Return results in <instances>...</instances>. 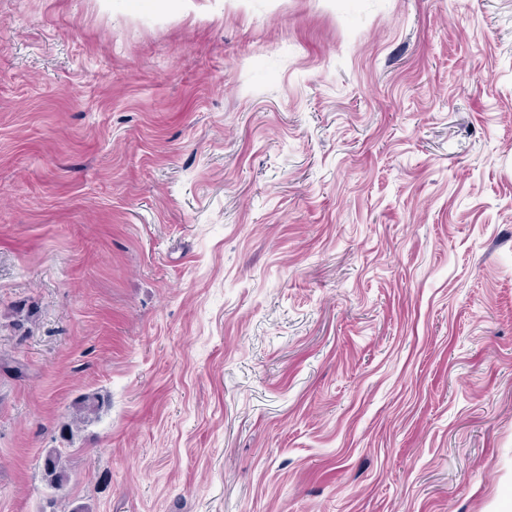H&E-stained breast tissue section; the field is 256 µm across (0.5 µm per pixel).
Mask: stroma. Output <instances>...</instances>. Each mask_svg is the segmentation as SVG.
I'll return each mask as SVG.
<instances>
[{"mask_svg": "<svg viewBox=\"0 0 512 512\" xmlns=\"http://www.w3.org/2000/svg\"><path fill=\"white\" fill-rule=\"evenodd\" d=\"M78 506L512 512V0H0V512ZM45 459L48 461V468L44 469L42 466L44 480L50 487L56 490H62L67 477L63 453L61 450L55 448L46 453L43 461Z\"/></svg>", "mask_w": 512, "mask_h": 512, "instance_id": "1", "label": "stroma"}]
</instances>
